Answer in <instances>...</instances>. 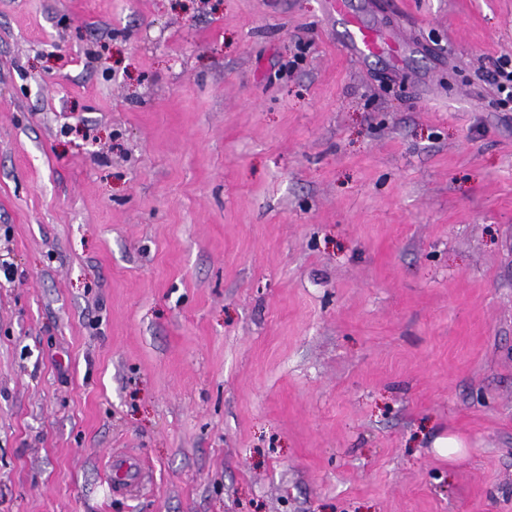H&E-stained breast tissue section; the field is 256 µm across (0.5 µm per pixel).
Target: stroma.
<instances>
[{
	"mask_svg": "<svg viewBox=\"0 0 512 512\" xmlns=\"http://www.w3.org/2000/svg\"><path fill=\"white\" fill-rule=\"evenodd\" d=\"M332 2L0 0V512H512V0ZM336 14L342 17L349 31V47L354 56L370 58L387 54L391 61H396L400 57L403 44L384 40L376 29L365 25L351 14L343 0H336ZM493 80L497 85L498 92L501 94L499 105L507 109L512 104V68H508V61L499 60L495 64L493 71ZM512 109V105H510ZM116 472L113 477V487L119 493H122L125 488H132L138 485L140 470L134 467V464L129 461H117L115 464Z\"/></svg>",
	"mask_w": 512,
	"mask_h": 512,
	"instance_id": "stroma-1",
	"label": "stroma"
}]
</instances>
